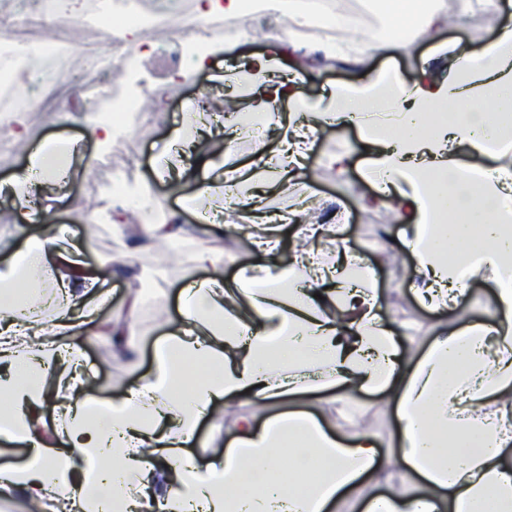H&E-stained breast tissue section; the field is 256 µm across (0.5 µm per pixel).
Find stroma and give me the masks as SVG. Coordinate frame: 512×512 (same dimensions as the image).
I'll return each mask as SVG.
<instances>
[{
  "instance_id": "35a3bbf8",
  "label": "stroma",
  "mask_w": 512,
  "mask_h": 512,
  "mask_svg": "<svg viewBox=\"0 0 512 512\" xmlns=\"http://www.w3.org/2000/svg\"><path fill=\"white\" fill-rule=\"evenodd\" d=\"M440 10L446 25L436 39L458 44L470 50L480 49L492 38L501 25L503 14L494 11L459 13L456 0H440ZM240 23L250 34L249 43L231 53L215 58L203 72H190L174 80L170 75L158 74L153 60L157 37H143L134 66L112 71L107 79L123 95H130L131 77H138L139 98L153 97L154 109L138 112L129 118L126 132L113 139L108 150L97 149L86 136V112L53 114L42 112L26 119L27 137L12 140L10 152L0 157V182L9 180L24 167L29 151L44 139L65 136L78 140L77 152L66 159L69 169L67 180L51 182L35 193L36 209L28 211L15 206L10 191L0 192V263L7 261L21 246V231L34 234L42 226L38 210H46L63 246L76 253L87 272L104 263L111 264L112 278L102 287L109 300L97 311L101 320H130L135 347L125 350L123 344L101 336H83L79 343L84 350L86 369L90 374V394L101 400L122 398L132 386L147 375L153 365L154 351L181 322L178 290L187 278L202 279L205 268L193 259L195 243L204 238L205 226L198 215L203 211L222 209L224 200L220 192L195 197V182L185 183L180 194H169L162 183H153L154 192L164 198L169 209L178 211L189 229L188 239L174 247L163 240L153 241L149 248L139 249L140 234H127L128 226H143V211L128 207L119 221L105 220L86 225L77 222V215L87 210L111 208L112 195L107 185L113 177H120L123 185L152 181L155 161L164 155L172 137L182 125L185 113L195 111L199 95H206L211 111L221 113L227 99L240 101L242 111L256 113L259 101L253 95H242L238 76L253 53H274L276 40L270 32L287 26L286 18L269 14L247 15ZM435 39V40H436ZM433 42V41H432ZM432 42L419 38L409 39L403 52L380 55L361 62L346 60L345 56L326 52L312 57L310 63L321 71L319 79H306L299 88L310 101L327 97L336 86L359 83L386 69L396 73L406 83L413 82L417 70L432 50ZM288 103L276 105L277 123L268 125L260 133L241 138L238 152L225 158L223 166L208 174L210 180L223 183L224 169L231 166L247 172L258 169L260 157L277 152L288 126ZM349 152L350 163L344 171H337L326 163L328 154ZM110 153L113 164L119 166V175L108 170L94 169L93 163L102 153ZM366 155V146L358 137L355 127L332 125L320 130L313 140L311 151L304 161L300 179L269 183L270 202H281L289 208H298L303 196H312L319 206L312 223H322L334 217L342 228V236L351 253L361 256L373 268L376 286L380 292L381 319L392 328L408 325L416 330L415 352H422L428 342L429 329L436 323V315L415 300L409 288L415 259L396 242L407 225L393 215L390 206L367 203L369 188L359 175V167ZM224 277L233 280L240 269L261 263L251 239L228 231L224 234ZM161 263L162 275L151 295L141 304L136 314H128L126 297L139 289L144 270ZM332 391L307 393L292 400L276 403L267 408L251 404L232 407L224 415L202 421L198 428L199 446L196 453L200 462L218 460L227 441V432L243 417L263 422L267 415L296 409L312 412L327 428L349 438L361 432L375 433L382 438L381 457L395 456L398 448L397 417L394 405L377 394H353V408L334 402Z\"/></svg>"
}]
</instances>
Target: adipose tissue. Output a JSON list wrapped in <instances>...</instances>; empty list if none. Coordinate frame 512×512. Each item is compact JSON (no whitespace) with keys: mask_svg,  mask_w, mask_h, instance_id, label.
I'll return each mask as SVG.
<instances>
[{"mask_svg":"<svg viewBox=\"0 0 512 512\" xmlns=\"http://www.w3.org/2000/svg\"><path fill=\"white\" fill-rule=\"evenodd\" d=\"M329 19L349 41L347 55L398 53L406 33L421 37L444 18L427 0H391L389 33L363 38L335 8ZM434 58L406 84L378 74L336 88L310 104L298 89L302 70L279 77L278 60L255 58L244 77L262 103L288 101L296 111L274 172L303 165L310 135L334 124L355 126L368 146L362 176L373 198L409 214L402 244L416 257L413 293L429 309L458 305L470 279L495 286L485 320L437 326L415 353L380 319L372 270L358 258L325 265L307 249L290 264L276 256L282 225L267 224L256 244L259 273L224 282V251L201 241L197 265L207 279L179 290L183 324L156 347L152 372L117 401L86 393L77 337L95 322L107 273L87 275L52 229L26 237L0 265V438L27 450L25 462L0 466V496L21 492L39 512H138L155 499L161 512H331L335 503L381 473V439H344L312 414L282 411L263 424L241 418L220 464L202 471L189 452L200 420L225 407L264 405L312 389L382 393L397 407L395 460L402 483L365 498L358 512H512V23L481 52H459L437 77ZM474 109L443 113L445 104ZM467 145L474 161L455 159ZM73 142L36 147L10 187L28 206L40 185L61 180ZM336 288H321L323 276ZM39 290L46 321L23 296ZM350 311L348 322L337 309ZM73 397L59 416L44 408L61 360ZM425 492H417L416 483Z\"/></svg>","mask_w":512,"mask_h":512,"instance_id":"1","label":"adipose tissue"}]
</instances>
